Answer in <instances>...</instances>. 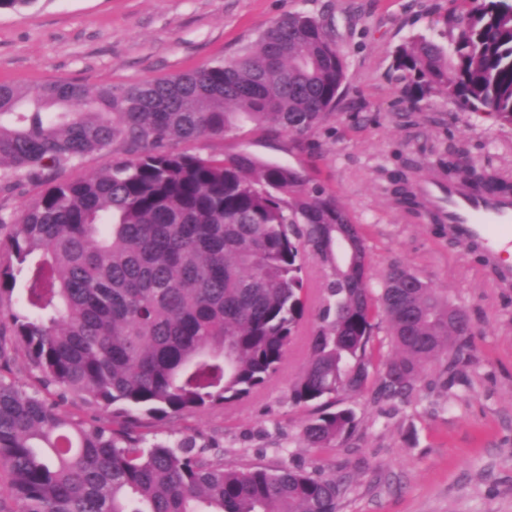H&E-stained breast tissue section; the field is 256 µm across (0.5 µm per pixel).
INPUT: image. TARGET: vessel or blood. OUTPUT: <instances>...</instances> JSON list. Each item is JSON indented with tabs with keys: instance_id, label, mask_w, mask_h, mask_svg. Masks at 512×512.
<instances>
[{
	"instance_id": "1",
	"label": "vessel or blood",
	"mask_w": 512,
	"mask_h": 512,
	"mask_svg": "<svg viewBox=\"0 0 512 512\" xmlns=\"http://www.w3.org/2000/svg\"><path fill=\"white\" fill-rule=\"evenodd\" d=\"M416 191L464 245L494 256L503 234H512V196L476 193L445 181L420 182Z\"/></svg>"
}]
</instances>
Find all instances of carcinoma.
I'll return each mask as SVG.
<instances>
[{"label": "carcinoma", "instance_id": "carcinoma-1", "mask_svg": "<svg viewBox=\"0 0 512 512\" xmlns=\"http://www.w3.org/2000/svg\"><path fill=\"white\" fill-rule=\"evenodd\" d=\"M458 2L440 32L450 47L417 37L395 50L393 67L415 104L441 91L512 126V0ZM346 76L330 32L290 14L255 48L172 78L98 90L0 83V179L53 174L7 216L16 265L0 264V364L21 348L44 389L107 417L63 414L0 375V512H337L334 479L228 469L193 441L149 444L133 431L141 414L164 420L262 390L313 309L307 362L291 385L295 405L317 406L302 432L311 448L354 431V411L333 404L372 383L379 314L398 350L379 395L410 396L420 369L442 357L448 386L463 381L467 313L399 264L371 298L360 225L304 171L178 148L242 123L302 137L336 110ZM113 152L123 157L96 176H61ZM440 166L474 192L512 193L511 178L474 166L463 149ZM390 183L397 203L440 223L411 168ZM308 249L324 276L316 294Z\"/></svg>", "mask_w": 512, "mask_h": 512}]
</instances>
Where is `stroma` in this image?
Listing matches in <instances>:
<instances>
[{
    "mask_svg": "<svg viewBox=\"0 0 512 512\" xmlns=\"http://www.w3.org/2000/svg\"><path fill=\"white\" fill-rule=\"evenodd\" d=\"M456 8L455 0H32L0 10V82L69 80L91 89L233 59L289 14L320 21L347 67L331 117L302 137L249 124L184 150L248 153L307 170L360 225L372 290L397 263L447 290L470 317L464 384L445 387L436 361L422 368L409 398L371 389L339 398L358 425L336 447L318 450L303 440L315 409L289 395L306 361L300 342L258 394L144 421L147 440L192 439L228 468L321 473L341 485L339 512H512V285L498 284L481 248L397 205L388 182L407 162L415 163L417 180L439 178L440 159L455 148L476 166L512 176V128L490 125L440 93L410 103L395 79V49L437 36Z\"/></svg>",
    "mask_w": 512,
    "mask_h": 512,
    "instance_id": "35a3bbf8",
    "label": "stroma"
}]
</instances>
